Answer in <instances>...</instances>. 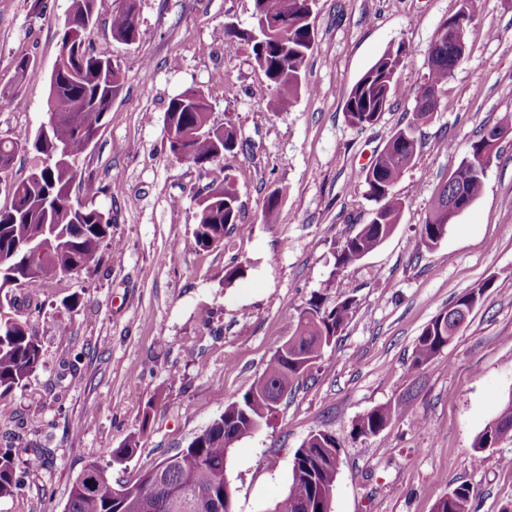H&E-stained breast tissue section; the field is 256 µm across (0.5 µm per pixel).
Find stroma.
Segmentation results:
<instances>
[{
  "instance_id": "35a3bbf8",
  "label": "stroma",
  "mask_w": 512,
  "mask_h": 512,
  "mask_svg": "<svg viewBox=\"0 0 512 512\" xmlns=\"http://www.w3.org/2000/svg\"><path fill=\"white\" fill-rule=\"evenodd\" d=\"M71 0H0V87L14 65L35 59L21 100L0 98V135L31 137L46 120L48 82ZM121 0H97L85 39L108 45L123 90L94 143L77 160L73 202L110 212L112 237L92 271L46 282L33 317L43 363L0 398V448L17 464L35 449L49 462L26 472L0 512H63L72 483L129 438L134 456L113 478L135 481L240 398L291 336L318 293L350 296L356 308L323 358L282 399L275 417L235 444L227 479L235 512H268L288 491L293 455L312 434L333 433L341 462L332 512H433L449 490L474 489L473 512L512 506V440L474 462L472 443L512 398V134L499 145L484 190L449 224L441 241L419 243L440 182L475 136L512 116V0H481L466 34V56L419 124L420 154L395 186L405 201L393 234L341 274L334 242L365 224L376 204L363 169L416 111L413 94L428 49L457 0H316V42L295 102L267 109L268 82L224 26L250 27L253 0H138L139 40H113ZM409 44L392 106L358 130L345 117L353 84L390 47ZM202 88L215 123L231 119L248 153L225 154L202 171L166 146V110L184 89ZM230 177L246 233L206 251L191 244L195 195ZM99 183L85 194L84 180ZM281 188L279 221L261 209ZM246 267L225 286L228 267ZM494 285L437 359L409 369L431 319L467 288ZM66 325L59 336L58 325ZM405 402L407 415L374 436L353 425L372 408ZM82 423L80 434L71 426Z\"/></svg>"
}]
</instances>
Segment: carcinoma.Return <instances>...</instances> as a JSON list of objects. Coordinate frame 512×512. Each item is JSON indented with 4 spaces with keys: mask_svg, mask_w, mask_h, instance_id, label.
<instances>
[{
    "mask_svg": "<svg viewBox=\"0 0 512 512\" xmlns=\"http://www.w3.org/2000/svg\"><path fill=\"white\" fill-rule=\"evenodd\" d=\"M97 0H72L63 24V37L54 69L50 75L46 108L58 114V122L49 130L50 140L42 133L34 137L0 135V174L8 171L14 157L30 151L36 162L30 174L8 186L11 205L0 209V288L13 284L27 295L28 307L41 311L39 288L45 278L29 273L33 257L47 245L52 249L44 259L55 275L68 277L96 267L101 260L100 247L111 237L112 216L97 208L75 206L70 190L77 179L75 159L84 153L104 125L112 101L122 90L121 67L105 46L86 45L85 32L94 22ZM481 0H458V8L438 27L427 57L428 71L415 90L419 102L415 120H426L435 110L429 96L437 95L454 71V57L448 46V27L466 34L480 13ZM137 0H124L112 14V37L123 42L139 37L136 23ZM288 18V30L262 32L269 14ZM253 24L240 30L224 27L222 36L238 38L252 45L254 60L263 71L270 95L268 109L281 112L290 106L302 86L304 67L315 43V30L308 0H253ZM410 54L401 42L385 51L355 82L345 102L347 122L358 130L376 125L390 106L397 75ZM34 61L24 57L16 62L17 84L0 89V95L18 98L20 81ZM166 123L183 132V140L169 142L177 159L204 168L224 158V154L244 150L234 123L211 121L210 105L200 88H188L172 98L166 111ZM421 143L415 124L398 129L389 138L364 174L368 196L376 203L371 220L349 227L337 240L335 272L340 273L379 247L400 223L404 201L394 187L419 153ZM484 134L472 141L467 151L471 164L448 174L432 202L424 224L420 225V244L437 245L448 224V198L461 193L473 204L484 188L485 170L480 160ZM280 189L265 198L261 211L264 224L278 222ZM241 204L230 180L211 183L196 203V224L192 244L208 249L224 241L233 230L243 231ZM493 280L488 279L465 290L450 306L441 310L425 326L416 340L410 369L419 371L434 361L455 337L456 320L451 311L478 306ZM351 297L327 301L323 294L310 298L299 313L296 327L288 338V348L277 349L262 376L239 399L224 406V413L189 443L187 448L167 456L139 479L129 484L116 482V491H93L82 473L72 484L64 512H234L232 495L225 476V465L235 442L264 423L277 410L276 394L292 388L323 357L325 350L345 329L355 309ZM42 347L33 322L28 317H13L0 311V397L24 386L39 368ZM406 414L398 402L371 409L359 417L353 432L359 436L379 433L394 418ZM512 438V399L490 421L473 442L474 461L480 453ZM137 441L129 440L119 448H106L102 461L88 466L106 471L113 463L130 459ZM341 444L332 433L319 431L306 439L294 454L291 483L286 495L274 507L275 512H331L336 492V476ZM22 474L15 466L11 448H0V498L20 489ZM474 490L460 485L448 491L435 505L434 512H471Z\"/></svg>",
    "mask_w": 512,
    "mask_h": 512,
    "instance_id": "carcinoma-1",
    "label": "carcinoma"
}]
</instances>
